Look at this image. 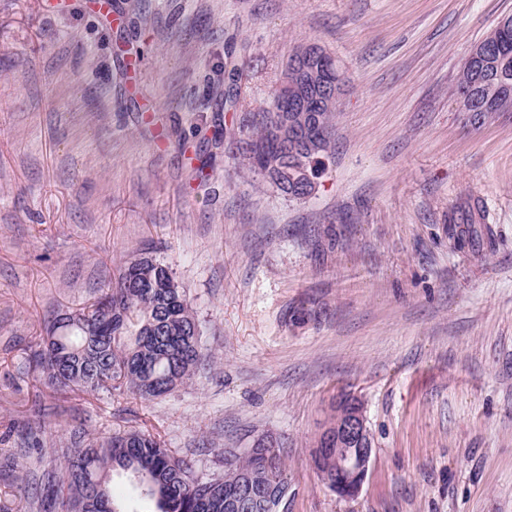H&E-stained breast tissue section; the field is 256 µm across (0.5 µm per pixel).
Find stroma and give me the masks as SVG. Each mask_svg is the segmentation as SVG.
<instances>
[{
    "label": "stroma",
    "mask_w": 512,
    "mask_h": 512,
    "mask_svg": "<svg viewBox=\"0 0 512 512\" xmlns=\"http://www.w3.org/2000/svg\"><path fill=\"white\" fill-rule=\"evenodd\" d=\"M112 5L115 25L89 0H0V512H45L76 426L149 430L199 472L272 442L288 512H512V112L475 126L451 94L512 0ZM310 40L346 92L297 201L238 131ZM139 250L188 289L204 368L151 402L52 386L55 319ZM342 396L374 448L352 499L311 459Z\"/></svg>",
    "instance_id": "stroma-1"
}]
</instances>
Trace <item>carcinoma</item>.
<instances>
[{
    "label": "carcinoma",
    "instance_id": "obj_1",
    "mask_svg": "<svg viewBox=\"0 0 512 512\" xmlns=\"http://www.w3.org/2000/svg\"><path fill=\"white\" fill-rule=\"evenodd\" d=\"M482 43L495 47L496 68L512 81V27L494 28ZM475 79L468 55L453 95L461 96ZM482 93L496 102L499 111L512 112V97L502 96L495 77L487 78ZM276 107L274 98L256 124L239 131L240 155L253 171L257 170L253 148L278 138ZM318 116L323 138L317 149L306 154L305 146L290 139L288 153L272 152L270 161L284 167L298 157H311L318 172H323V158L333 152L336 111ZM269 178L284 195L303 199L301 183L280 173ZM202 335L192 300L171 265L136 253L122 261L116 285L104 286L94 304L57 320L38 366L53 385L152 401L192 381L204 365ZM224 455L233 457L232 472L199 475L149 432L129 429L90 438L74 430L62 449L64 493L55 495L53 507L55 512H140L125 510L112 496L109 482L118 473L129 479L137 497L155 505L154 512H239L237 489L242 481L264 493L250 502V512H275L287 489L281 456L261 442L244 454L226 450Z\"/></svg>",
    "mask_w": 512,
    "mask_h": 512
}]
</instances>
